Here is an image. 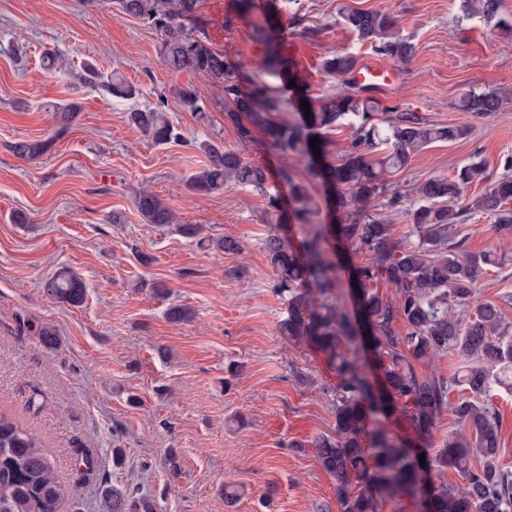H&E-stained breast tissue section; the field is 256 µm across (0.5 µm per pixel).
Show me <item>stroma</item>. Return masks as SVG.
<instances>
[{
	"instance_id": "stroma-1",
	"label": "stroma",
	"mask_w": 512,
	"mask_h": 512,
	"mask_svg": "<svg viewBox=\"0 0 512 512\" xmlns=\"http://www.w3.org/2000/svg\"><path fill=\"white\" fill-rule=\"evenodd\" d=\"M467 0H291L283 9L288 35L319 29L306 40L315 58L336 51L358 60L376 54L344 30L347 9L395 16L411 37L409 62L387 59L400 74L379 91L380 108H412L437 124L464 128L451 143L411 153L391 189L401 201L376 200L406 247L418 242L407 215L410 190L453 177L471 159L501 175L512 156V0L499 18L466 10ZM227 0H202L212 35L226 57H251L248 21L223 30ZM68 68L49 69L47 54ZM139 87L133 99L73 89L69 74L84 62ZM193 86L204 115L176 98L165 113L179 142L152 145L128 120L155 107L169 85ZM498 91L503 111L478 119L458 107L469 87ZM78 102L76 121L55 136L50 102ZM54 138L34 160L10 149L18 141ZM264 165L270 178L288 167L309 191L314 223L334 224L332 191L304 160L270 149L262 131L241 145L224 110L220 86L199 74L172 75L155 29L121 15L112 0H0V412L35 433L56 474L74 495L62 512H101L104 488L145 497L153 512H338L334 480L317 464L312 441L335 432L336 375L311 343L282 336L287 307L274 292L275 271L264 241L272 234L300 240L304 230L262 195L228 183L223 192L192 194L185 175L203 167L200 142ZM156 194L175 224L145 223L135 207L140 191ZM121 223H113V214ZM204 236L232 237L237 254L201 249L177 224ZM458 233L472 254L494 252L482 270L477 298L497 304L512 325V233L476 212ZM69 269L86 286L76 307L50 297L45 283ZM192 318L169 321V307ZM59 343L49 350L40 328ZM98 461L79 473L82 451ZM239 496L224 497L225 485Z\"/></svg>"
}]
</instances>
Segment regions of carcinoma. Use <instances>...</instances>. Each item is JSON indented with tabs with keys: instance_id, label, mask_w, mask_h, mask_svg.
I'll return each mask as SVG.
<instances>
[{
	"instance_id": "1",
	"label": "carcinoma",
	"mask_w": 512,
	"mask_h": 512,
	"mask_svg": "<svg viewBox=\"0 0 512 512\" xmlns=\"http://www.w3.org/2000/svg\"><path fill=\"white\" fill-rule=\"evenodd\" d=\"M280 0H228L224 29L236 27L259 9L265 23L253 29L261 45L258 66L249 61H229L215 46L210 20L200 12L201 0H113L119 13L139 19L161 36L164 66L174 73L201 74L224 89V111L235 121L241 144L253 139V129L263 128L267 143L278 153L298 155L310 172L339 190L337 203L345 214L338 224L310 226L312 209L304 184L284 167L281 182L288 185L289 217L306 228L299 243L272 234L264 249L277 279L275 292L287 303L279 323L281 335L309 340L336 372V431L312 442L319 466L335 482L338 512H379L385 502L403 497L423 498L428 512H512V472L500 463L503 445L499 414L479 399L490 396L492 387L512 391V332L496 305L476 300V283L483 266L495 264L490 254L471 255L457 225L477 210L493 218L497 229L512 232V159L507 172L492 178L480 162L462 166L453 179L436 178L414 188L419 205L409 211L415 247L404 248L394 237L393 225L375 213L374 201L388 190L389 177L408 164L410 152L435 142H452L463 135L454 124H432L410 108H391L387 127L376 119L377 106L370 89L347 91L314 98L301 90L296 102L298 119L282 122L272 114L283 104L277 89L260 74L282 83L298 80L297 69L285 55L286 31L273 22ZM342 25L381 55L402 63L410 61L414 46L398 34L395 17L378 10L349 9L341 14ZM357 59L344 52L324 57L320 72L337 79L349 78ZM83 86H95L116 97L131 99L136 87L121 77H104L86 64L78 72ZM172 96L194 113L205 112L194 88L172 87ZM307 101L305 114L301 101ZM165 98L157 106L130 113L132 124L154 145L180 139L164 115ZM459 108L476 118L502 111V99L494 90L470 88L459 98ZM57 121L54 136L11 145L21 158H36L48 151L54 138L76 120L79 104L52 106ZM246 116L241 121L239 116ZM349 121L353 139L337 164L321 165L326 140ZM319 138L317 149L310 147ZM199 148L208 163L186 177L196 195L224 190L229 182L250 187L267 199L268 209H281L280 194L271 190L266 167L247 160L224 143L203 141ZM489 183L488 192L471 204L457 207L465 186ZM136 207L149 224H172L174 215L150 191L136 197ZM370 258L352 268L351 300L347 311L336 303V261L329 255L330 238ZM225 253L242 246L234 238L206 240ZM395 289V300L379 291L380 284ZM49 296L72 306L83 304L86 288L69 271L56 273L46 283ZM471 313L463 321L455 308ZM403 320L405 334L395 333L394 319ZM452 350L470 364L458 380L468 397L448 405L447 383L427 373L417 374L413 362H429ZM451 408L457 422L469 426L470 435L450 431L440 448L430 449L437 420ZM402 416L427 447L394 434L387 427H368L376 416ZM425 462H419L418 455ZM458 472L459 488L430 482L435 471ZM69 491L54 474L41 441L32 432L0 413V512H59ZM104 512H135L129 495L114 488L103 490Z\"/></svg>"
}]
</instances>
